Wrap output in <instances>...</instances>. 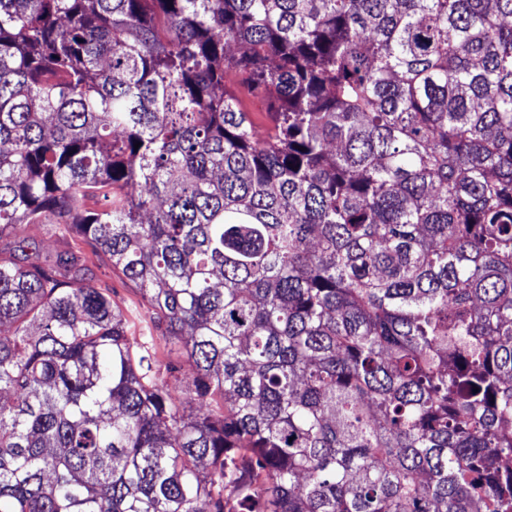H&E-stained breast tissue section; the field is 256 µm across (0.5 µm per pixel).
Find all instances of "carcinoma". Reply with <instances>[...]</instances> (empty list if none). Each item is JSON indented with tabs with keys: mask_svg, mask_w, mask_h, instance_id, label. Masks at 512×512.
<instances>
[{
	"mask_svg": "<svg viewBox=\"0 0 512 512\" xmlns=\"http://www.w3.org/2000/svg\"><path fill=\"white\" fill-rule=\"evenodd\" d=\"M0 512H512V0H0ZM87 265L90 269L89 277L99 285L110 284L116 293L112 294L114 300L123 311L129 323V332L132 336H149L143 324L139 321L140 293L138 285L126 279L118 268L112 266L108 256L103 254H89ZM153 336V342L150 344L155 349L156 357L162 365L161 372L164 371V365L168 362H184L185 359L182 351L177 346L168 343V341H165L156 333Z\"/></svg>",
	"mask_w": 512,
	"mask_h": 512,
	"instance_id": "cac0c4a2",
	"label": "carcinoma"
}]
</instances>
